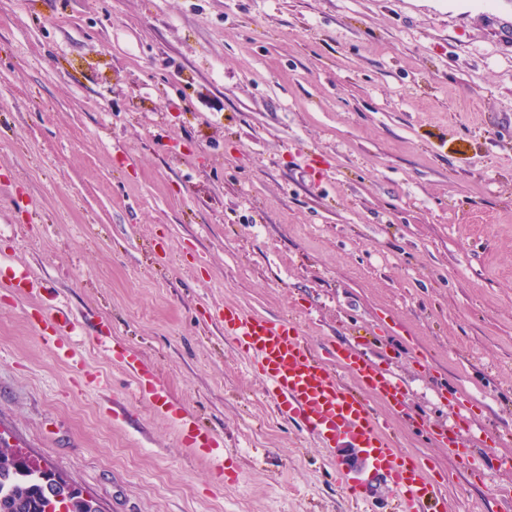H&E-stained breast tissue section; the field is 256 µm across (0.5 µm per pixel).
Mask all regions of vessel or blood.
I'll list each match as a JSON object with an SVG mask.
<instances>
[{
	"label": "vessel or blood",
	"mask_w": 512,
	"mask_h": 512,
	"mask_svg": "<svg viewBox=\"0 0 512 512\" xmlns=\"http://www.w3.org/2000/svg\"><path fill=\"white\" fill-rule=\"evenodd\" d=\"M220 319L225 336L250 359L280 410L321 447L362 449L374 479L395 492L397 512H446L438 482L428 468L408 459L373 405L378 399L387 408L403 410L402 383L394 374L352 348L310 346L292 319H269L233 306L225 307ZM70 325L63 312L46 309L35 328L45 344L73 364L75 351L60 342ZM118 360L136 380L140 396L177 425L189 447L206 449L216 470H223V438L192 420L138 353L122 351Z\"/></svg>",
	"instance_id": "vessel-or-blood-1"
}]
</instances>
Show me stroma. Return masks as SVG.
Instances as JSON below:
<instances>
[{
  "mask_svg": "<svg viewBox=\"0 0 512 512\" xmlns=\"http://www.w3.org/2000/svg\"><path fill=\"white\" fill-rule=\"evenodd\" d=\"M227 305L366 353L431 428L470 394L458 453L383 417L447 512H505L512 0H0V436L103 512H355L337 472L367 461L277 411ZM69 327V318L63 312L54 309L43 310L35 323V328L45 344L54 346L58 350V356L68 363L78 364L75 351L60 343V337L68 333ZM117 358L136 380L140 396L148 398L158 410L177 425L189 447L205 448L207 454L213 459L215 469L223 472L224 439L200 427L192 420L185 408L169 397L164 382L150 372L138 353L124 350L118 354Z\"/></svg>",
  "mask_w": 512,
  "mask_h": 512,
  "instance_id": "35a3bbf8",
  "label": "stroma"
}]
</instances>
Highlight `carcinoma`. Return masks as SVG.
Listing matches in <instances>:
<instances>
[{
    "mask_svg": "<svg viewBox=\"0 0 512 512\" xmlns=\"http://www.w3.org/2000/svg\"><path fill=\"white\" fill-rule=\"evenodd\" d=\"M51 472L32 470L20 463L15 452L0 446V512H48L52 496H60L71 503V512L81 508L75 493L54 489Z\"/></svg>",
    "mask_w": 512,
    "mask_h": 512,
    "instance_id": "carcinoma-1",
    "label": "carcinoma"
}]
</instances>
